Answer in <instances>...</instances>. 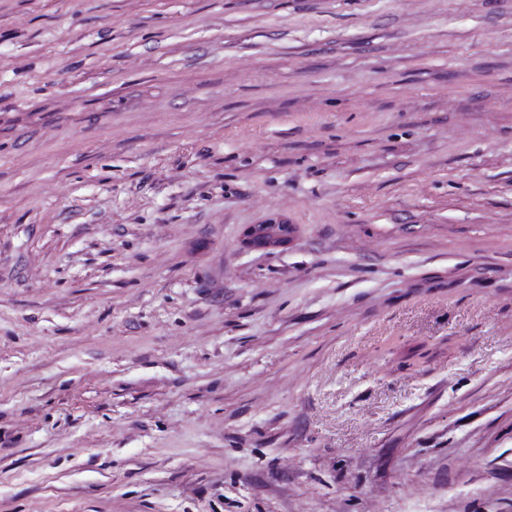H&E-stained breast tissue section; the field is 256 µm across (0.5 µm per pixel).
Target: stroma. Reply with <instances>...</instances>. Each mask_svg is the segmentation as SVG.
Instances as JSON below:
<instances>
[{"mask_svg":"<svg viewBox=\"0 0 512 512\" xmlns=\"http://www.w3.org/2000/svg\"><path fill=\"white\" fill-rule=\"evenodd\" d=\"M0 512H512V0H0ZM290 224L284 220L270 219L264 224L251 227L247 233L246 244L252 248L281 246L287 243Z\"/></svg>","mask_w":512,"mask_h":512,"instance_id":"35a3bbf8","label":"stroma"}]
</instances>
